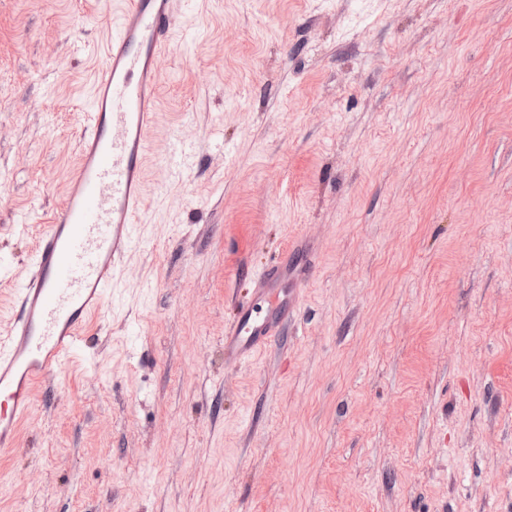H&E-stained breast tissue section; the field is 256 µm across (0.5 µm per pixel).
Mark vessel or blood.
Segmentation results:
<instances>
[{"mask_svg":"<svg viewBox=\"0 0 512 512\" xmlns=\"http://www.w3.org/2000/svg\"><path fill=\"white\" fill-rule=\"evenodd\" d=\"M182 0H125L120 24L105 38L79 140V164L66 199L42 232L17 313L0 339V452L17 445L34 393L59 372L87 321L105 312L126 283L121 256L142 221L144 160L157 112L160 57L176 38ZM271 263L250 275L252 294L237 299L224 330V357L252 359L282 333L288 315Z\"/></svg>","mask_w":512,"mask_h":512,"instance_id":"b4317fda","label":"vessel or blood"}]
</instances>
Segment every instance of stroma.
Here are the masks:
<instances>
[{
    "instance_id": "obj_1",
    "label": "stroma",
    "mask_w": 512,
    "mask_h": 512,
    "mask_svg": "<svg viewBox=\"0 0 512 512\" xmlns=\"http://www.w3.org/2000/svg\"><path fill=\"white\" fill-rule=\"evenodd\" d=\"M122 6L0 0V336ZM175 26L133 289L37 388L0 512H512V0ZM288 249L287 327L226 367L233 296Z\"/></svg>"
}]
</instances>
